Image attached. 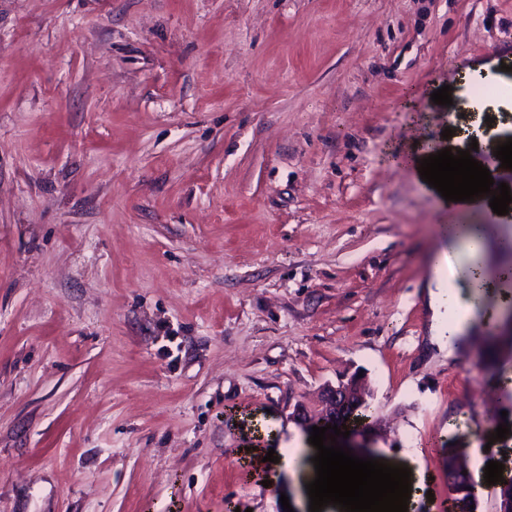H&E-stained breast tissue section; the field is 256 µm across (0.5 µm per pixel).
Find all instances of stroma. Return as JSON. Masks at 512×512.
I'll list each match as a JSON object with an SVG mask.
<instances>
[{"mask_svg": "<svg viewBox=\"0 0 512 512\" xmlns=\"http://www.w3.org/2000/svg\"><path fill=\"white\" fill-rule=\"evenodd\" d=\"M512 63V0H0V512H309L243 448L308 447L298 402L363 372L381 424L353 454L449 451L512 472V283L455 353L431 341L445 207L385 155L490 165L467 68ZM451 106L433 103L442 86ZM450 137H443L444 129Z\"/></svg>", "mask_w": 512, "mask_h": 512, "instance_id": "obj_1", "label": "stroma"}]
</instances>
